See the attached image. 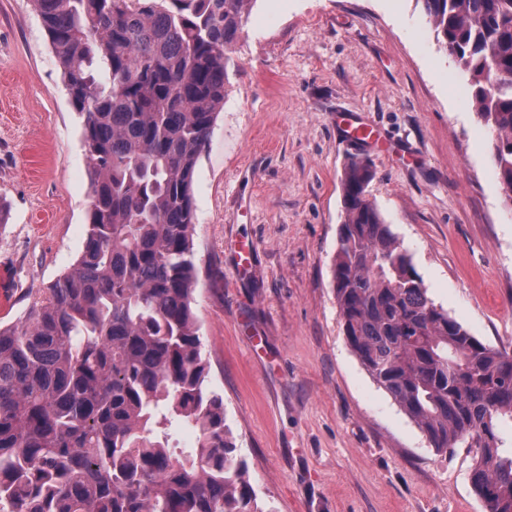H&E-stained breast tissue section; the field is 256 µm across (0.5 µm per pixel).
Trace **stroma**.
Listing matches in <instances>:
<instances>
[{"mask_svg": "<svg viewBox=\"0 0 512 512\" xmlns=\"http://www.w3.org/2000/svg\"><path fill=\"white\" fill-rule=\"evenodd\" d=\"M374 125L365 145L340 122ZM432 301L512 353V207L420 0H255L196 168L199 334L266 512H486L351 350L332 282L349 158ZM82 119L33 0H0V323L79 257ZM258 244L239 269L241 242Z\"/></svg>", "mask_w": 512, "mask_h": 512, "instance_id": "35a3bbf8", "label": "stroma"}]
</instances>
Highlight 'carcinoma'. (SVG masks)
<instances>
[{
  "label": "carcinoma",
  "instance_id": "obj_1",
  "mask_svg": "<svg viewBox=\"0 0 512 512\" xmlns=\"http://www.w3.org/2000/svg\"><path fill=\"white\" fill-rule=\"evenodd\" d=\"M83 118L85 245L0 326V512H264L210 389L195 295L197 163L255 0H33ZM473 87L512 189V0H422ZM351 159L333 281L352 351L438 452L470 448L487 512H512V354L427 296ZM197 432L176 454L169 427Z\"/></svg>",
  "mask_w": 512,
  "mask_h": 512
}]
</instances>
